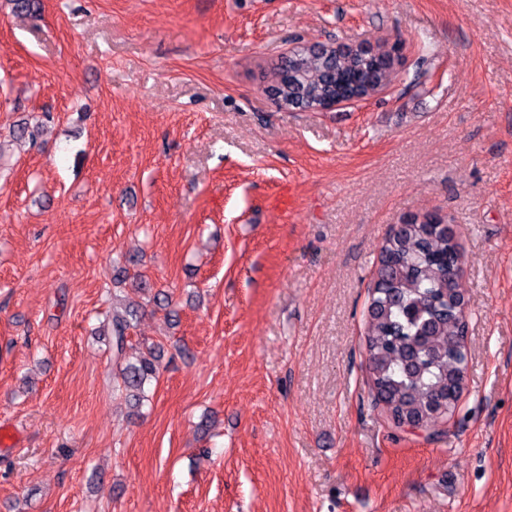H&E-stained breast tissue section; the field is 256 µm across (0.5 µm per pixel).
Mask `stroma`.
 Returning <instances> with one entry per match:
<instances>
[{
    "label": "stroma",
    "instance_id": "1",
    "mask_svg": "<svg viewBox=\"0 0 512 512\" xmlns=\"http://www.w3.org/2000/svg\"><path fill=\"white\" fill-rule=\"evenodd\" d=\"M0 0V512H512V0ZM400 42L331 112L266 95L299 44ZM455 229L466 387L435 431L371 402L393 225ZM172 295L140 414L96 336L134 249Z\"/></svg>",
    "mask_w": 512,
    "mask_h": 512
}]
</instances>
